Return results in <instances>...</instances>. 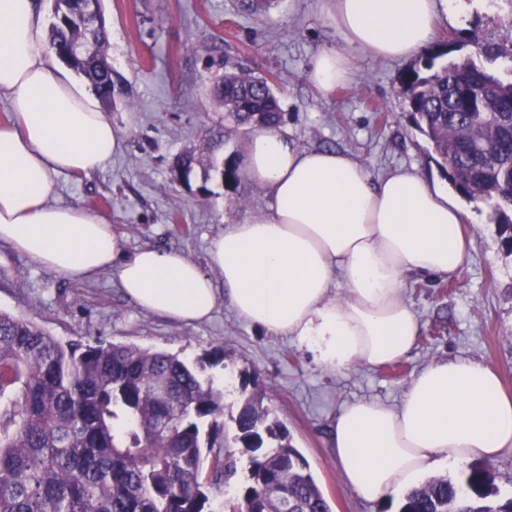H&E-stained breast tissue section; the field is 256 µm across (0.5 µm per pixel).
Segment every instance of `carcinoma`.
I'll return each instance as SVG.
<instances>
[{
	"instance_id": "carcinoma-1",
	"label": "carcinoma",
	"mask_w": 512,
	"mask_h": 512,
	"mask_svg": "<svg viewBox=\"0 0 512 512\" xmlns=\"http://www.w3.org/2000/svg\"><path fill=\"white\" fill-rule=\"evenodd\" d=\"M101 0H52L49 48L112 105L109 32ZM76 44L90 49L74 55ZM450 50L424 51L401 85L417 129L434 153L454 164L449 181L491 210L501 249L512 256V112H500L512 79L487 67L500 57L476 42L474 55L440 62ZM214 99L238 125L276 129L280 100L268 79L224 71ZM223 128L209 131L207 154L182 151L174 165L190 182L223 166ZM0 512H208L204 448L224 432V390L174 355L137 346L62 344L31 321L0 312ZM269 413L246 397L233 420L234 441L249 454L246 486L234 512H331L309 470ZM214 473L236 471L233 455L215 456ZM400 512H512L497 500L484 468L461 479L434 476L404 496Z\"/></svg>"
}]
</instances>
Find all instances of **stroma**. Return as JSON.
I'll list each match as a JSON object with an SVG mask.
<instances>
[{"label":"stroma","instance_id":"35a3bbf8","mask_svg":"<svg viewBox=\"0 0 512 512\" xmlns=\"http://www.w3.org/2000/svg\"><path fill=\"white\" fill-rule=\"evenodd\" d=\"M328 0H274L246 12L239 0H103L112 58L113 105L107 116L121 141L110 164L91 174H62L57 200L103 216L126 250L173 249L202 261L211 240L229 224L267 209L264 188L193 177L184 185L170 168L176 155L224 129V159H241L252 128L224 119L210 79L226 64L245 65L280 91L282 133L304 148L346 152L372 176L413 170L447 182L428 139L414 126L401 92L417 62L354 52V74L331 94L308 79L318 51L335 46ZM480 36L512 54V0H461L456 14L439 7L433 44L452 42L454 56L473 52ZM207 193H200V186ZM469 257L449 280H408L404 295L421 322L412 351L378 367L343 370L316 364L291 337L268 336L219 302L211 318L178 324L145 312L102 274L73 282L36 267L0 245V311L22 317L56 339L134 345L194 362L223 351L208 371L216 384L232 376L226 397L260 394L306 458L332 512H400L396 499L368 501L348 489L329 446L328 429L348 402L398 405L413 375L428 364L466 357L498 370L512 391V257L500 250L495 224L481 201L467 202Z\"/></svg>","mask_w":512,"mask_h":512}]
</instances>
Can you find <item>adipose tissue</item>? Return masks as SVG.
<instances>
[{
  "label": "adipose tissue",
  "instance_id": "adipose-tissue-1",
  "mask_svg": "<svg viewBox=\"0 0 512 512\" xmlns=\"http://www.w3.org/2000/svg\"><path fill=\"white\" fill-rule=\"evenodd\" d=\"M436 10L437 0H330L339 45L317 54L310 80L325 93L345 84L356 50L385 59L422 51ZM0 94L14 117L0 129V243L71 281L110 273L139 308L175 322L206 321L223 298L327 368L393 363L421 329L407 279L452 277L468 257L470 215L456 192L414 171L373 178L348 153L305 149L270 129L253 133L244 153L245 177L267 192L266 214L228 225L202 263L180 251H126L104 217L55 200L59 174L103 169L120 141L52 61L39 0H0ZM329 441L344 484L382 499L437 465L512 448V395L487 365L438 361L412 377L397 406L346 403Z\"/></svg>",
  "mask_w": 512,
  "mask_h": 512
}]
</instances>
